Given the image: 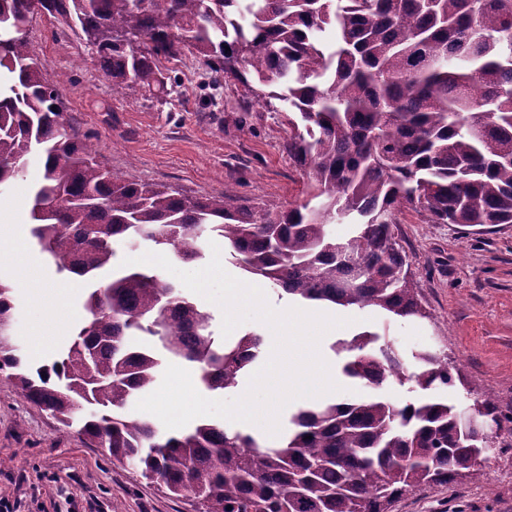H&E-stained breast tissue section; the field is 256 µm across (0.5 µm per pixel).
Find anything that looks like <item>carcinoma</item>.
Here are the masks:
<instances>
[{
	"label": "carcinoma",
	"mask_w": 512,
	"mask_h": 512,
	"mask_svg": "<svg viewBox=\"0 0 512 512\" xmlns=\"http://www.w3.org/2000/svg\"><path fill=\"white\" fill-rule=\"evenodd\" d=\"M95 53L112 94L168 92L163 62L186 47L218 85L247 102L274 101L291 130L288 155L309 199L283 209L241 203L229 188L187 199L172 187L128 181L92 157L32 52L29 0H0V188L36 152L30 235L58 271L93 281L88 318L50 365H30L9 340L14 304L0 279V372L34 405L90 444L166 488L197 512H391L403 494L482 475L512 438L493 400L476 421L440 395L454 383L448 356L409 364L378 335L340 343L343 373L375 390L354 401L300 408L276 447L209 419L168 432L127 408L151 390L161 358L197 366L209 391L238 385L263 336L215 335L212 316L148 269L119 268V249L150 243L192 264L206 236L233 261L300 302L424 318L417 283L392 224L406 209L429 224H512V0H40ZM246 19L242 24L235 15ZM336 217L350 221L336 238ZM413 383L419 397L377 393Z\"/></svg>",
	"instance_id": "obj_1"
}]
</instances>
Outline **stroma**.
Masks as SVG:
<instances>
[{
  "instance_id": "1",
  "label": "stroma",
  "mask_w": 512,
  "mask_h": 512,
  "mask_svg": "<svg viewBox=\"0 0 512 512\" xmlns=\"http://www.w3.org/2000/svg\"><path fill=\"white\" fill-rule=\"evenodd\" d=\"M28 39L48 75L61 77L70 121L95 144L102 167L172 186L189 198L217 195L230 185L253 204L288 208L307 200V178L288 155L289 130L280 113L256 104L242 111V87L231 81L210 87L193 54L169 63L176 81L171 94L139 89L116 96L91 48L68 27L39 15ZM394 233L428 316L392 320L353 309L342 338L369 331L406 356L447 353L460 376L448 390L450 401L466 407L488 395L512 415V224L480 230L429 224L406 212ZM34 265L45 295L62 302L67 318L51 316L44 296L18 289L22 273ZM0 278L13 287L12 341L34 365L52 363L86 319L90 283L58 272L33 245L0 252ZM0 498L14 512H193L189 499L170 497L113 463L107 449L60 428L1 375ZM392 512H512V448L496 452L480 480L408 492Z\"/></svg>"
}]
</instances>
